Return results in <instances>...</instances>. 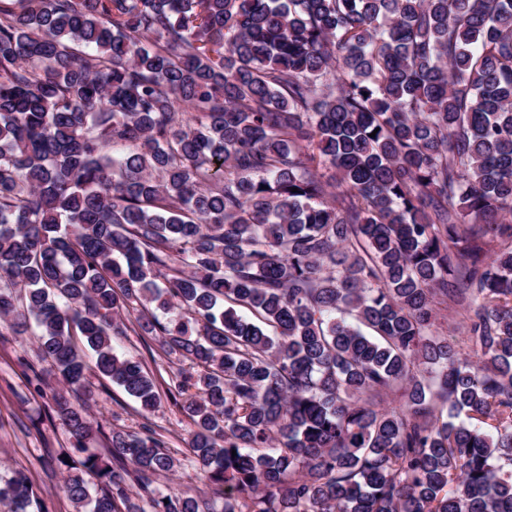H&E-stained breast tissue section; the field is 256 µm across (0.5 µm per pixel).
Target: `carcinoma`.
I'll use <instances>...</instances> for the list:
<instances>
[{
    "mask_svg": "<svg viewBox=\"0 0 512 512\" xmlns=\"http://www.w3.org/2000/svg\"><path fill=\"white\" fill-rule=\"evenodd\" d=\"M511 214L512 0H0V328L83 451L81 346L158 405L134 322L194 367L169 394L224 494L159 485L145 424L57 457L75 512H512ZM438 320L436 321V329L443 336L448 337V341L452 343L456 349L462 354L471 353V343L466 335L467 321L459 314L450 309H444V305H439Z\"/></svg>",
    "mask_w": 512,
    "mask_h": 512,
    "instance_id": "cac0c4a2",
    "label": "carcinoma"
}]
</instances>
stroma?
Segmentation results:
<instances>
[{"label":"stroma","mask_w":512,"mask_h":512,"mask_svg":"<svg viewBox=\"0 0 512 512\" xmlns=\"http://www.w3.org/2000/svg\"><path fill=\"white\" fill-rule=\"evenodd\" d=\"M113 344L118 354L144 364L162 398L150 417H143L139 404L121 387L98 373H89L90 410L100 429L88 440V448L103 452L112 429L137 432L144 422H151L166 446L177 450L181 461L178 472L160 476V484L191 486L212 493L213 485L198 471L186 447L191 422L166 394L176 364L160 352L155 340L138 335L130 327L124 335L115 337ZM35 373L44 379V391L39 395L32 393L27 383ZM59 387L57 372L40 359L30 333L7 331L0 335V477L8 478L20 468L28 470L42 512H74L61 492V472L51 469L53 458L71 449L66 427L48 417L54 405L53 392Z\"/></svg>","instance_id":"1"}]
</instances>
